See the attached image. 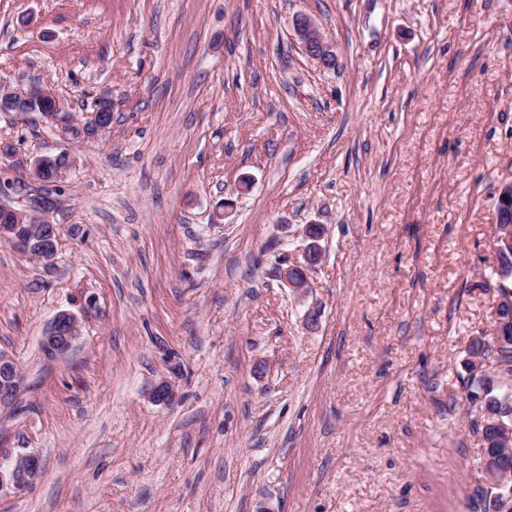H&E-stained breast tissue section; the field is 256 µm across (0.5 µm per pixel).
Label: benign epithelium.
<instances>
[{"label":"benign epithelium","instance_id":"7a95c632","mask_svg":"<svg viewBox=\"0 0 512 512\" xmlns=\"http://www.w3.org/2000/svg\"><path fill=\"white\" fill-rule=\"evenodd\" d=\"M294 30L297 40L307 55L318 61L323 67L335 66V55L321 28L315 21L303 14L296 17ZM53 101L52 111H64L63 102L49 89L42 86H28L26 88L2 89L0 88V112H18L27 114L39 112L42 101ZM108 99L99 101L92 122L85 129V135L91 136L98 129L105 127L104 112L108 111ZM0 155L13 159V164L26 169L29 181L39 184L42 175L47 173V162L58 159V156L43 155L38 157H23L10 147H1ZM0 186V239L8 240L22 251L30 254L29 241L14 239L16 225L24 223L29 216H39L41 220L35 224V240L41 249L40 260L46 264L52 262L56 254L53 239L56 225L53 224V215L64 206L65 198L62 194L47 195L42 191H23L19 185L6 178H1ZM496 220L493 224V233L497 241L512 244V182L501 186L497 197ZM310 243L304 255V262L286 261L279 267V278L298 298L303 299L310 288L308 268L321 260L319 246L320 237L307 235ZM82 335V324L78 317L69 312H59L46 330L41 340L44 355L53 360L67 355L79 342ZM22 376L15 361L4 354H0V393L7 396L15 394L21 387ZM175 397L173 388L165 381L157 384L150 392V399L156 403H169ZM485 468L498 474L499 480L486 485V488L500 489L498 512H512V488L508 482L512 474L500 468L497 457L484 455ZM41 462L38 455L32 452L17 454L8 464L0 463V489L11 486L23 489L39 476Z\"/></svg>","mask_w":512,"mask_h":512}]
</instances>
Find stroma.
Wrapping results in <instances>:
<instances>
[{
    "label": "stroma",
    "instance_id": "1",
    "mask_svg": "<svg viewBox=\"0 0 512 512\" xmlns=\"http://www.w3.org/2000/svg\"><path fill=\"white\" fill-rule=\"evenodd\" d=\"M1 82L112 124L72 146L53 264L0 240V460L43 463L0 512H475L512 0H0ZM56 129L0 112L24 156ZM62 310L83 336L51 361ZM294 30L297 40L307 55L317 60L323 67L335 66V55L321 28L315 21L303 14L294 21ZM310 225L305 228V235L310 240L304 255V263L284 261L279 267V278L283 285L287 286L292 293L300 300H302L310 288L308 279V268L316 265L321 260V250L319 246V240L322 236V230L320 234L313 237L309 233ZM318 225H311L310 232L312 234L319 233ZM0 376L2 379V384L0 381V393L10 396L20 389L22 376L17 365L11 357L4 354H0Z\"/></svg>",
    "mask_w": 512,
    "mask_h": 512
}]
</instances>
